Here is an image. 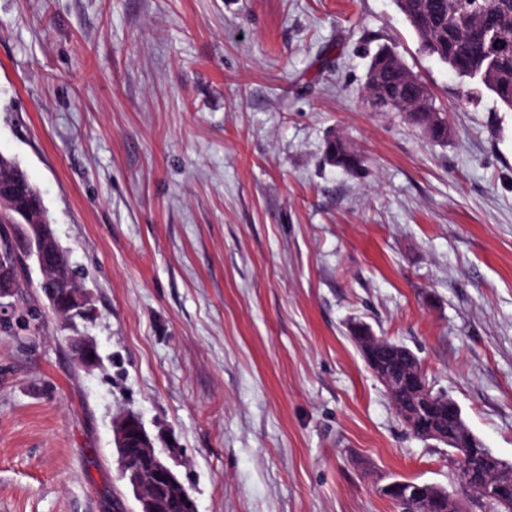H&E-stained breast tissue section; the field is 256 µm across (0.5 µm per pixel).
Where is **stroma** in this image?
<instances>
[{
  "instance_id": "1",
  "label": "stroma",
  "mask_w": 512,
  "mask_h": 512,
  "mask_svg": "<svg viewBox=\"0 0 512 512\" xmlns=\"http://www.w3.org/2000/svg\"><path fill=\"white\" fill-rule=\"evenodd\" d=\"M382 45L445 142L371 105ZM0 154L90 306L57 315L33 269L0 299V512H135L128 411L197 512H400L395 478L489 512L349 335L409 347L512 464V112L392 0H0ZM327 150L329 156L335 160L336 166L349 171L359 167V158L341 138L336 137L328 142Z\"/></svg>"
}]
</instances>
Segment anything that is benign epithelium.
<instances>
[{
    "label": "benign epithelium",
    "instance_id": "7a95c632",
    "mask_svg": "<svg viewBox=\"0 0 512 512\" xmlns=\"http://www.w3.org/2000/svg\"><path fill=\"white\" fill-rule=\"evenodd\" d=\"M30 197L29 182L24 179V171L17 169L11 182L0 185V198L8 199L14 207V221L7 233L4 248L0 249V265L21 266L33 261L42 278H64L74 276L66 252L60 247L52 229L45 220L41 224L28 222L31 206L21 203ZM55 311L65 317L87 310L81 288H71L54 298ZM351 333L361 343V354L375 376L395 392L400 390L413 396V405L401 413L407 430L416 437L433 440L440 444L449 443L456 448L454 461L462 469L467 468L471 441L448 439V431L440 423V417L453 409L460 412L455 402L443 399L437 403L427 398L423 382V369L419 361H414L415 375L390 372L380 367L374 351L383 339L373 333L367 325L357 323ZM77 359L85 367L94 365L98 359L96 346L88 341L75 343ZM114 443L122 479L132 487L138 503L137 512H171L179 507L181 512H197L194 500L173 468L165 462L147 433L140 418L134 413H126L114 422ZM388 495L402 494L420 507V512H438L447 504L445 496L434 491V485L426 482H405L392 480L381 487ZM485 492L495 498H512V476L502 471Z\"/></svg>",
    "mask_w": 512,
    "mask_h": 512
}]
</instances>
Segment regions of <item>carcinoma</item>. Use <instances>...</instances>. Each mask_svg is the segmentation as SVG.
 I'll list each match as a JSON object with an SVG mask.
<instances>
[{"label": "carcinoma", "instance_id": "obj_1", "mask_svg": "<svg viewBox=\"0 0 512 512\" xmlns=\"http://www.w3.org/2000/svg\"><path fill=\"white\" fill-rule=\"evenodd\" d=\"M397 11L417 35L424 53L462 78L478 80L501 107L512 111V0H393ZM370 67L380 71L376 85L365 84L373 105L381 112H405L413 124L434 142L448 138L446 114L414 112L421 77L401 57L388 59L376 52ZM336 166L355 170L360 160L337 137L327 146ZM470 494L492 512H512V502L483 493L472 483Z\"/></svg>", "mask_w": 512, "mask_h": 512}]
</instances>
